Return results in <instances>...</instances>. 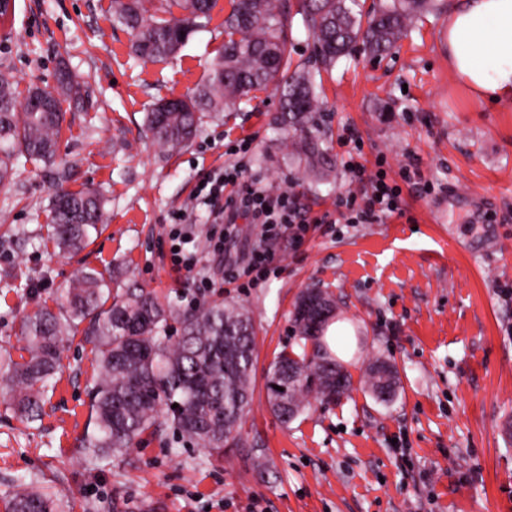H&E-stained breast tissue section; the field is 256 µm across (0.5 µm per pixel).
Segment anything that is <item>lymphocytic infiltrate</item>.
Returning a JSON list of instances; mask_svg holds the SVG:
<instances>
[{
  "mask_svg": "<svg viewBox=\"0 0 512 512\" xmlns=\"http://www.w3.org/2000/svg\"><path fill=\"white\" fill-rule=\"evenodd\" d=\"M386 164V158H378L376 169L371 172L357 159H349L346 164L349 182L354 187L364 182L371 183L372 190L360 195L353 188L338 198L336 211L345 223L381 224L403 215L401 185L420 180L419 165L416 160H409L400 169V182L394 183L389 178ZM197 199L214 209V220L205 246H198L190 234L178 230L171 234L174 264L188 271L197 265L199 252L204 249L222 261L225 280L232 282L245 276L250 282H257L267 275L274 261L271 242L287 231L297 236L308 230L307 221L289 191H268L257 182L241 180L235 170L207 176ZM241 220L259 226L260 237L245 259L225 260L224 243L234 236Z\"/></svg>",
  "mask_w": 512,
  "mask_h": 512,
  "instance_id": "lymphocytic-infiltrate-1",
  "label": "lymphocytic infiltrate"
}]
</instances>
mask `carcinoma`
Returning a JSON list of instances; mask_svg holds the SVG:
<instances>
[{"label": "carcinoma", "mask_w": 512, "mask_h": 512, "mask_svg": "<svg viewBox=\"0 0 512 512\" xmlns=\"http://www.w3.org/2000/svg\"><path fill=\"white\" fill-rule=\"evenodd\" d=\"M152 0H112V14L129 30L135 55L147 61L174 56L189 36L205 26L213 0H165L149 13ZM182 11L173 15L172 8ZM433 0H386L373 11L360 0H230L224 18V46L205 81L174 104L161 101L146 113V127L161 147L186 144L207 112L232 108L254 90L272 88L278 96L276 126L291 134V155L306 175L331 167L327 150L314 135L319 99L302 62L288 51V34L301 19L311 35L321 67L360 50L377 58L390 51L414 20L433 9ZM56 92L35 87L28 103L41 94L49 110L16 108L12 77L0 72V186L8 187L20 159H52L61 129L62 104L86 96L70 72ZM104 202L90 190L58 187L52 201L51 238L77 254L101 233ZM89 321L86 342L93 345L97 378L90 391V416L82 448L93 459L120 457L145 434L171 431L221 456L240 445L253 387L256 331L242 306L218 295L204 296L183 309L154 290L133 284L112 295L110 281L96 270L81 271L64 289L59 312L45 307L26 316L20 327L23 354L14 359L0 352V389L10 394L11 409L28 423L41 420L47 393L60 368L64 337ZM298 349L279 353L267 381L280 376L279 389L267 387L273 414L284 424L288 406L303 413L309 398H339L349 392L352 377L342 369L336 386V364L324 340L309 333L293 313ZM6 512H66L47 488L20 484L5 503Z\"/></svg>", "instance_id": "carcinoma-1"}]
</instances>
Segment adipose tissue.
Returning <instances> with one entry per match:
<instances>
[{"label":"adipose tissue","mask_w":512,"mask_h":512,"mask_svg":"<svg viewBox=\"0 0 512 512\" xmlns=\"http://www.w3.org/2000/svg\"><path fill=\"white\" fill-rule=\"evenodd\" d=\"M448 66L475 101L512 104V0H451Z\"/></svg>","instance_id":"adipose-tissue-1"}]
</instances>
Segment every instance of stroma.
Returning a JSON list of instances; mask_svg holds the SVG:
<instances>
[{"label":"stroma","mask_w":512,"mask_h":512,"mask_svg":"<svg viewBox=\"0 0 512 512\" xmlns=\"http://www.w3.org/2000/svg\"><path fill=\"white\" fill-rule=\"evenodd\" d=\"M229 10V0H214L210 22L176 58L146 63L131 54L111 0H13L0 71L13 76L18 97L55 86L65 68L85 81L89 99L66 107L55 163H26L0 188L1 348L19 354L21 319L54 307L85 267L113 287L135 278L185 304L192 275L173 265L169 234L184 212L204 239L212 219L196 196L206 173L236 166L245 180L293 190L313 223L303 237L276 242L261 285L225 284L219 265L203 263L213 292L248 309L256 327L241 446L210 459L167 433L143 437L119 459L86 456L96 364L77 335L61 348L42 421L20 422L0 399V512L22 480L52 487L71 512H512V301L498 294L512 285V106L475 102L450 73L442 9L416 22L381 64L362 56L316 76L328 177L298 169L287 134L271 122L268 88L165 150L146 133L144 114L205 80ZM349 127L367 166L382 155L394 170L417 159L422 182L403 185V217L323 223L349 188L341 139ZM59 183L105 201V230L74 257L47 233ZM311 285L334 294L338 321L358 338L343 361L353 389L312 401L285 425L268 406L266 375L275 355L295 346L291 312ZM378 359L397 370L387 405L363 388Z\"/></svg>","instance_id":"1"}]
</instances>
